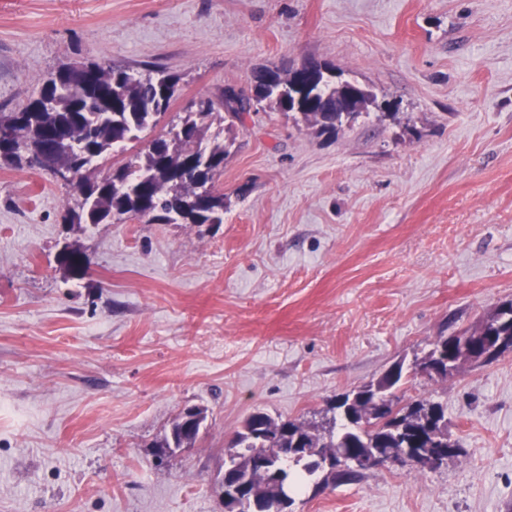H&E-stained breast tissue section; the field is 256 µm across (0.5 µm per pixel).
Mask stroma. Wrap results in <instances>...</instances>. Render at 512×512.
<instances>
[{
  "instance_id": "1",
  "label": "stroma",
  "mask_w": 512,
  "mask_h": 512,
  "mask_svg": "<svg viewBox=\"0 0 512 512\" xmlns=\"http://www.w3.org/2000/svg\"><path fill=\"white\" fill-rule=\"evenodd\" d=\"M79 62L180 76L146 141L263 67L376 100L333 135L235 124L213 225L67 224L72 188L0 161V512H222L250 415L314 419L512 300V0H0V111ZM409 394L446 403L460 455L295 512H512V353ZM190 406L196 443L156 457Z\"/></svg>"
}]
</instances>
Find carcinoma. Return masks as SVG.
Instances as JSON below:
<instances>
[{
    "instance_id": "carcinoma-1",
    "label": "carcinoma",
    "mask_w": 512,
    "mask_h": 512,
    "mask_svg": "<svg viewBox=\"0 0 512 512\" xmlns=\"http://www.w3.org/2000/svg\"><path fill=\"white\" fill-rule=\"evenodd\" d=\"M90 71L81 88L72 90L67 84L63 65L44 81L37 97L15 112H0V125L13 129L14 144L0 147V160L22 165L14 149H39L46 138L47 124L69 130L70 143L56 153L54 163L75 173L76 191L83 199L66 213L72 224H109L112 220L134 219L142 208L154 211L157 224L222 223L224 194L215 182L224 171L229 149L220 138L224 122H243L244 115L258 111L265 102L275 111L284 112L279 86L288 83L283 77L279 85L269 87L264 73H259L254 88H227L215 98L202 101L195 111L188 110L180 124L170 130V137L156 138L146 151L129 153V144L140 140V134L155 127L176 98L180 77L162 68L146 67L145 73L134 74L121 66L107 68L90 62ZM313 90L316 97H328V111L302 112L300 119L320 134L334 133L345 124L362 116L360 112L336 111V86L320 76ZM219 127L209 146L202 147L206 132ZM122 156L104 172L92 169L93 163L110 155ZM66 263L76 277L87 273L80 249L70 251ZM483 335L505 336L512 340V300L500 304L485 320ZM424 372L419 358L399 367L395 384H410ZM368 383L355 390L336 395L327 405L320 420L300 421L273 418L257 413L248 418L243 430L228 446L236 453L241 475L250 483L251 497L258 512H278L275 500L279 492L295 494L309 483L317 488L348 484L363 473L342 468L327 471L311 455L301 456L282 471V481L274 483L263 473L250 469L255 454L280 455L282 445L277 436L288 428L299 432L306 447L323 455L341 457L352 450L382 449L398 455L403 448L448 447V428H443L431 441L426 435L425 419L436 414L446 419V406L433 398L403 399L394 391L386 392V412L371 416L372 398ZM195 437L182 438L178 424L172 423L168 434L152 443L154 448H191Z\"/></svg>"
}]
</instances>
